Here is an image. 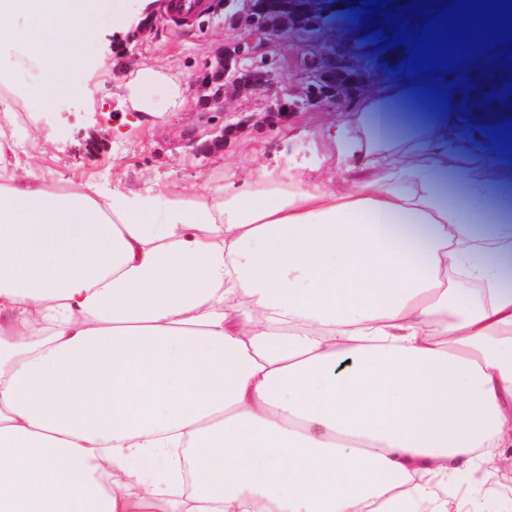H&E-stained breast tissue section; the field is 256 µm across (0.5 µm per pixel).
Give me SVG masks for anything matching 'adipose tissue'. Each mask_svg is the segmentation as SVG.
Instances as JSON below:
<instances>
[{
	"label": "adipose tissue",
	"mask_w": 512,
	"mask_h": 512,
	"mask_svg": "<svg viewBox=\"0 0 512 512\" xmlns=\"http://www.w3.org/2000/svg\"><path fill=\"white\" fill-rule=\"evenodd\" d=\"M127 0H0L44 71ZM468 42L379 99L437 114L433 155L337 126L339 192L288 168L209 199L21 170L0 96V512H472L458 476L512 446V208L453 105L504 62ZM433 95H426V88ZM122 102L175 112L146 66Z\"/></svg>",
	"instance_id": "obj_1"
}]
</instances>
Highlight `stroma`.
Wrapping results in <instances>:
<instances>
[{
	"label": "stroma",
	"instance_id": "obj_1",
	"mask_svg": "<svg viewBox=\"0 0 512 512\" xmlns=\"http://www.w3.org/2000/svg\"><path fill=\"white\" fill-rule=\"evenodd\" d=\"M147 11L151 27L136 40L129 31L101 24L80 64L56 73V83L67 86L68 94L50 96L43 110L16 113L12 134L21 145V160L33 169L52 172L61 182L82 173L104 186L119 179L133 191L195 190L206 196L223 185L228 168L247 173L293 155L319 158V176L336 190L353 188L356 178L339 163L329 133L341 122L363 127L365 117L356 111V102L362 96L374 97L379 79L396 77L401 46L383 49L381 63L369 73L361 93L335 105L292 112L280 120L268 116L253 97L227 96L224 109L233 115L227 127L222 118L205 119L192 85L215 48L243 36L242 31L225 27L224 0H211L209 11L181 28L167 22L164 0H150ZM360 48L345 29L332 27L303 44L292 37L281 39L271 53L279 77L297 89L303 86L314 55ZM23 57L20 44H0V87L18 103L34 86L18 71ZM145 64L177 78L186 100L183 110L140 123L130 107H119L126 81ZM379 119L394 132L397 150L417 147L432 133L425 113L392 103ZM219 126L224 129V144L214 149L210 131ZM498 467L497 480L473 470L461 483L462 493L474 500L478 512H512V447L504 449Z\"/></svg>",
	"mask_w": 512,
	"mask_h": 512
}]
</instances>
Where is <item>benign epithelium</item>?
I'll list each match as a JSON object with an SVG mask.
<instances>
[{
  "instance_id": "obj_1",
  "label": "benign epithelium",
  "mask_w": 512,
  "mask_h": 512,
  "mask_svg": "<svg viewBox=\"0 0 512 512\" xmlns=\"http://www.w3.org/2000/svg\"><path fill=\"white\" fill-rule=\"evenodd\" d=\"M362 6V0H281L273 12L258 14L254 0H224V23L246 32V36L223 46L215 63L198 76L196 83L204 93L205 106L224 114V95L228 92L245 93L253 97L267 94L275 83V75L268 54H261L254 46L258 37L273 43L285 35L295 34L311 38L318 27L315 15L326 16L333 11H352ZM373 66L372 57L326 55L311 66L308 83L293 102L277 97L268 102L271 112H297L302 108L330 104L352 83V77Z\"/></svg>"
}]
</instances>
